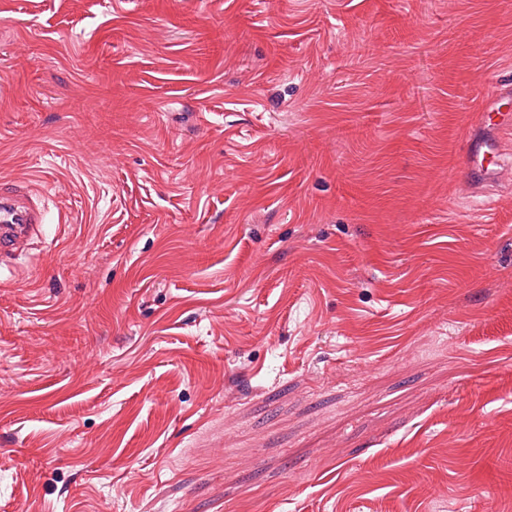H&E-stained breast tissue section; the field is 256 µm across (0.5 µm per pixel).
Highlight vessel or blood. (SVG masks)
I'll use <instances>...</instances> for the list:
<instances>
[{
  "instance_id": "1",
  "label": "vessel or blood",
  "mask_w": 512,
  "mask_h": 512,
  "mask_svg": "<svg viewBox=\"0 0 512 512\" xmlns=\"http://www.w3.org/2000/svg\"><path fill=\"white\" fill-rule=\"evenodd\" d=\"M468 165L473 188L478 192L494 184L503 169L497 147L480 141L469 151ZM41 221L40 209L24 195L6 193L0 187V254L8 256L21 250Z\"/></svg>"
}]
</instances>
